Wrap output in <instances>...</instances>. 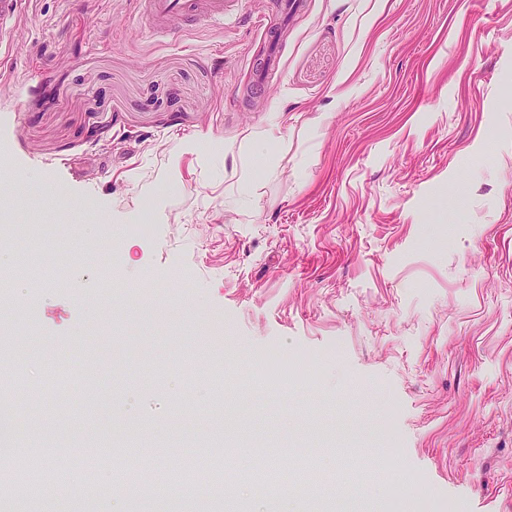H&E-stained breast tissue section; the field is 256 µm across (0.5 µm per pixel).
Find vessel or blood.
<instances>
[{"mask_svg": "<svg viewBox=\"0 0 512 512\" xmlns=\"http://www.w3.org/2000/svg\"><path fill=\"white\" fill-rule=\"evenodd\" d=\"M138 4L142 24L156 36L170 35L171 26L176 21L197 28L223 23L227 15L224 0H138ZM297 6V0H274V14L263 24L268 41L266 56L250 69L252 89L258 90L264 85L278 56L276 34L287 24L289 15Z\"/></svg>", "mask_w": 512, "mask_h": 512, "instance_id": "b4317fda", "label": "vessel or blood"}]
</instances>
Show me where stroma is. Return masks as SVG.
<instances>
[{
  "mask_svg": "<svg viewBox=\"0 0 512 512\" xmlns=\"http://www.w3.org/2000/svg\"><path fill=\"white\" fill-rule=\"evenodd\" d=\"M272 8L161 40L135 0H19L0 254L64 270L13 285L34 367L16 391L0 357V405L36 401L48 469L119 426L113 472L227 458L216 512H278L237 476L260 446L328 482L304 512H393L399 471L512 512V0H304L253 94ZM61 365L89 382L59 391Z\"/></svg>",
  "mask_w": 512,
  "mask_h": 512,
  "instance_id": "1",
  "label": "stroma"
}]
</instances>
